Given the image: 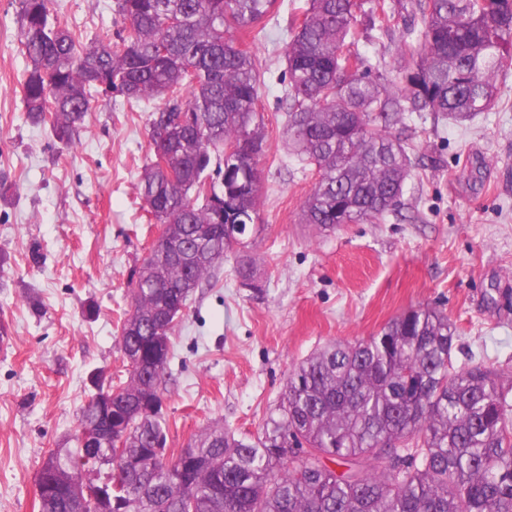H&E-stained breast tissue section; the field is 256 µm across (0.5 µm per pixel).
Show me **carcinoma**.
I'll return each mask as SVG.
<instances>
[{"label": "carcinoma", "mask_w": 512, "mask_h": 512, "mask_svg": "<svg viewBox=\"0 0 512 512\" xmlns=\"http://www.w3.org/2000/svg\"><path fill=\"white\" fill-rule=\"evenodd\" d=\"M275 3L115 0L128 27L115 42L106 34L86 44L51 21L49 0H19L32 123L69 143L94 92L161 101L149 118L153 157L136 190L163 236L135 272L121 326L128 378L94 380L97 392L112 393L118 421L100 420L92 401L79 419L102 431L93 455L110 466L104 493L125 512H512L509 391L482 364L454 366L456 327L429 306L297 364L261 436L215 426L170 461L157 452L167 432L153 404L162 403L175 328L161 316L185 308L235 247L241 283L258 275L250 242L224 234L228 222L259 218L258 162L240 154L227 179L222 163L226 149L266 140L261 72L234 34L252 31ZM415 6L423 28L417 41L399 44L407 63L393 83L364 68L355 0H308L288 20L284 134L315 172L304 223L326 230L384 219L411 173L405 142L391 132L405 113L435 112L457 124L497 101L498 73L512 60V0ZM171 16L180 23L168 25ZM394 17L387 0H374L372 22L386 31ZM286 457L292 465L278 469ZM88 463L80 447L49 450L38 476L54 490L40 512L74 509L75 489L93 483Z\"/></svg>", "instance_id": "carcinoma-1"}]
</instances>
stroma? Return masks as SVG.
Here are the masks:
<instances>
[{"label":"stroma","instance_id":"stroma-1","mask_svg":"<svg viewBox=\"0 0 512 512\" xmlns=\"http://www.w3.org/2000/svg\"><path fill=\"white\" fill-rule=\"evenodd\" d=\"M390 2L400 8L390 30L360 40L366 66L386 77L401 38L421 27L411 0ZM304 3L277 0L260 23L265 39L249 46L265 71L261 230L250 247L262 278L242 286L227 254L178 318L161 386L170 457L215 425L257 437L298 363L419 305L456 326L455 365L474 361L512 383V63L499 73L496 106L473 121L423 112L395 127L413 168L383 222L321 232L300 220L315 176L283 134L285 26ZM50 9L87 43L123 26L114 0H51ZM19 10V0H0V321L9 328L0 342V512H38L36 475L48 449L76 447L91 373L126 380L118 339L130 279L158 233L135 190L152 104L96 96L67 144L32 124Z\"/></svg>","mask_w":512,"mask_h":512}]
</instances>
